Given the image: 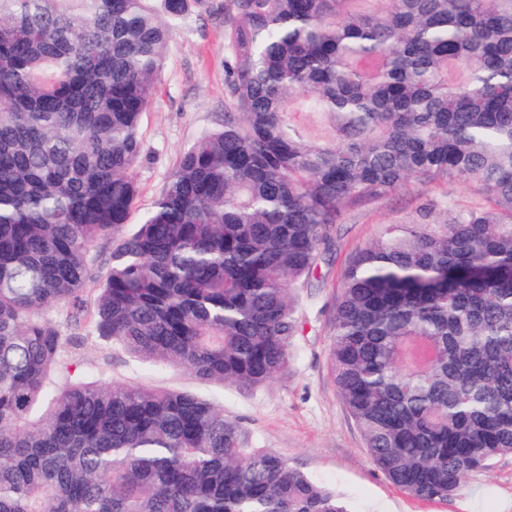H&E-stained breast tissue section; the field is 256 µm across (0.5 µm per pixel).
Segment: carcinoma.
Masks as SVG:
<instances>
[{
  "label": "carcinoma",
  "mask_w": 512,
  "mask_h": 512,
  "mask_svg": "<svg viewBox=\"0 0 512 512\" xmlns=\"http://www.w3.org/2000/svg\"><path fill=\"white\" fill-rule=\"evenodd\" d=\"M198 2L0 0V512H350L204 398L79 378V350L260 389L341 216L464 184L351 254L329 347L375 467L456 494L512 455V0H226L224 116L127 232Z\"/></svg>",
  "instance_id": "1"
}]
</instances>
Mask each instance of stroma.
<instances>
[{"label": "stroma", "mask_w": 512, "mask_h": 512, "mask_svg": "<svg viewBox=\"0 0 512 512\" xmlns=\"http://www.w3.org/2000/svg\"><path fill=\"white\" fill-rule=\"evenodd\" d=\"M224 0H204L195 31L177 35L152 105L143 117L142 157L134 175L138 206L159 194L181 152L211 127L224 109ZM475 203L462 185L395 191L343 215L322 288L298 292L304 332L293 344L288 373L258 391L198 380L188 371L133 357L112 342L89 339L81 352L87 381L127 383L200 395L242 421L258 446L269 448L315 481L336 490L351 512H512V455L495 460L445 500H421L396 488L374 466L360 429L334 385L327 347L330 327L322 312L332 304L349 255L377 237L387 224L443 223L442 197Z\"/></svg>", "instance_id": "1"}]
</instances>
